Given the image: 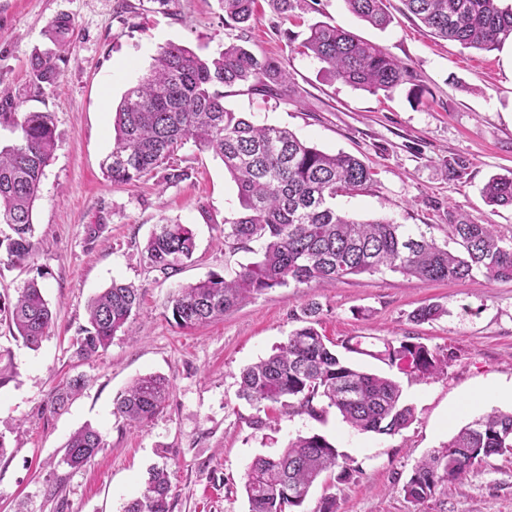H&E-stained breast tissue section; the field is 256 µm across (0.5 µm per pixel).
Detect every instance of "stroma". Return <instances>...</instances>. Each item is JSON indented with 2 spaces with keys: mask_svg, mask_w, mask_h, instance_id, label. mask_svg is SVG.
<instances>
[{
  "mask_svg": "<svg viewBox=\"0 0 512 512\" xmlns=\"http://www.w3.org/2000/svg\"><path fill=\"white\" fill-rule=\"evenodd\" d=\"M391 24L374 28L344 0H302L291 16L257 0L255 22L224 23L219 0H0V86L22 112L53 113L56 146L33 211L34 262L0 264V293L15 295L40 277L56 315L38 349L0 321V512H122L138 497L149 470L167 465L172 512H248L245 472L254 457L274 455L299 435L318 433L353 467L347 481L319 480L304 503L317 512L335 496L337 512H512V455L488 458L464 484L438 490L417 506L402 487L416 464L454 431L491 410L512 412V400H481L489 386L512 384V283L483 274L460 282L424 283L399 273L361 274L311 286L269 290L196 328L178 327L168 310L176 288L227 262L224 215L237 202L221 159L194 142L179 146L171 164L187 170L177 184L156 168L131 185L112 184L101 163L111 151L112 116L125 91L145 77L159 47L182 44L209 56L229 44L287 60L288 96L277 99L228 89L224 103L260 124L288 128L319 149L352 154L373 172L363 190L337 197L338 210L398 224H448L465 218L512 235V207L492 208L480 190L512 170V46L466 48L432 36L387 0ZM70 16L74 43L56 84L29 91L30 60L45 46L44 31ZM327 22L381 46L417 74V85L371 94L329 79L302 47L311 25ZM191 228L196 251L172 277L152 271L144 245L161 219ZM141 288L140 310L104 352L75 356L72 338L88 321L91 297L112 281ZM319 307V331L336 344L406 334L449 354L444 375L420 379L356 353L354 366L395 378L414 420L393 435L353 430L336 410L316 420L273 405L257 411L238 397L240 373L267 356L299 327L308 303ZM442 305L436 320L416 324L425 304ZM87 386L68 410L47 402L67 378ZM160 374L170 383L164 410L134 425L114 415L113 401L137 377ZM263 427H256L255 418ZM104 448L87 465L63 464L64 445L84 425Z\"/></svg>",
  "mask_w": 512,
  "mask_h": 512,
  "instance_id": "1",
  "label": "stroma"
}]
</instances>
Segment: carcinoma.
Listing matches in <instances>:
<instances>
[{"label": "carcinoma", "instance_id": "obj_1", "mask_svg": "<svg viewBox=\"0 0 512 512\" xmlns=\"http://www.w3.org/2000/svg\"><path fill=\"white\" fill-rule=\"evenodd\" d=\"M406 12L442 39L493 51L512 44V6L501 0H402ZM224 22L250 24L256 0H221ZM348 10L373 27L384 29L391 18L385 0H345ZM46 38L63 48L74 36L66 14L55 17ZM304 48L332 80L372 94H389L415 81L410 66L380 46L336 25L310 26ZM63 56L35 52L30 61L34 95L55 83ZM288 64L259 57L243 45L230 44L209 58L190 48L166 43L159 47L151 73L128 89L114 117L115 143L102 168L114 184H130L163 164L188 139L213 150L237 188L238 206L224 216V248L255 259L225 267L179 286L169 300L177 326L188 329L224 316L256 295L290 283L336 281L384 269L424 282L469 279L481 272L490 281H512V240L494 224L458 220L448 225L457 248L439 242L419 224H396L388 218L359 221L336 210L333 200L353 194L371 181L372 172L359 158L331 154L300 139L286 127L256 125L224 105V89H248L274 98L287 96ZM12 96L0 90V126L19 132L17 141L0 147V251L13 267L34 256L32 212L41 179L55 144L51 113L16 112ZM492 207H512V173L491 177L482 189ZM196 248L192 230L178 222L157 225L143 258L166 277L191 260ZM139 289L112 281L87 306L88 325L73 338L75 354L89 359L106 350L140 306ZM318 307L307 304L302 325L272 354L241 373L239 397L261 409L281 404L315 419L334 408L352 429L393 435L408 427L412 406L393 378L358 369L342 359L335 344L316 325ZM444 313L438 304L418 307L412 321L424 323ZM0 316L34 349L50 335L53 312L43 285L30 280L14 298L0 295ZM389 366L430 378L448 368V355L409 337L383 340L373 351L343 344ZM85 381L67 379L52 394L50 407L64 409L82 393ZM169 383L159 375L136 379L114 400V414L129 422L152 420L165 406ZM321 400L326 406L319 407ZM103 448L99 431L85 425L64 446L62 461L71 468L89 463ZM512 455V414L493 411L461 427L440 448L424 457L403 486L414 505L433 499L450 482L461 483L492 456ZM340 454L324 436L299 435L276 456L258 455L245 474L249 512H300L310 488L325 472L341 467ZM172 484L164 468L150 472L143 494L123 512H171Z\"/></svg>", "mask_w": 512, "mask_h": 512}]
</instances>
